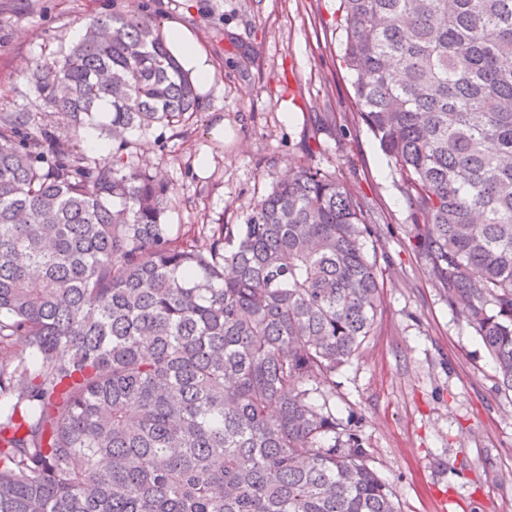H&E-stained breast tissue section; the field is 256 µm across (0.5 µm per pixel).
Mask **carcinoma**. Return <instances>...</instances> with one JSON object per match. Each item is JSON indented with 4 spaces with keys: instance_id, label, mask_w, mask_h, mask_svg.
Wrapping results in <instances>:
<instances>
[{
    "instance_id": "cac0c4a2",
    "label": "carcinoma",
    "mask_w": 512,
    "mask_h": 512,
    "mask_svg": "<svg viewBox=\"0 0 512 512\" xmlns=\"http://www.w3.org/2000/svg\"><path fill=\"white\" fill-rule=\"evenodd\" d=\"M357 116L411 245L512 392V0H340ZM36 88L120 149L198 112L146 16L86 24ZM157 171L0 113V512H398L326 387L377 321L376 232L300 167L244 224L165 223Z\"/></svg>"
}]
</instances>
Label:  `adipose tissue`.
<instances>
[{"instance_id": "adipose-tissue-1", "label": "adipose tissue", "mask_w": 512, "mask_h": 512, "mask_svg": "<svg viewBox=\"0 0 512 512\" xmlns=\"http://www.w3.org/2000/svg\"><path fill=\"white\" fill-rule=\"evenodd\" d=\"M170 54L187 73L201 99L218 94L216 65L200 34L187 27L180 16L164 14L160 22Z\"/></svg>"}]
</instances>
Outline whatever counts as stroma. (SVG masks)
Listing matches in <instances>:
<instances>
[{"label":"stroma","mask_w":512,"mask_h":512,"mask_svg":"<svg viewBox=\"0 0 512 512\" xmlns=\"http://www.w3.org/2000/svg\"><path fill=\"white\" fill-rule=\"evenodd\" d=\"M177 8L204 38L217 96L182 134L133 133V163L150 162L175 200L167 223H245L289 167L333 173L376 222L381 312L336 373V413L401 512H512V392L498 390L479 336L449 307L410 245L407 186L360 122L343 69L336 0H0V113H46L29 79L90 19ZM224 116V141L207 133ZM291 121H284V113ZM214 156L207 178L193 160Z\"/></svg>","instance_id":"1"}]
</instances>
